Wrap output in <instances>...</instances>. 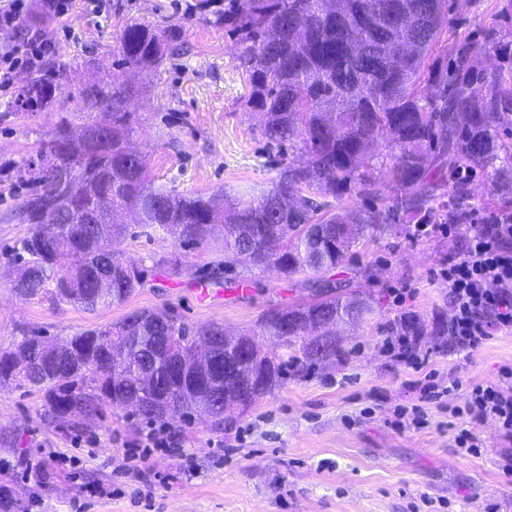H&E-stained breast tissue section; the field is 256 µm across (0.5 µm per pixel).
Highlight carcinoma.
Wrapping results in <instances>:
<instances>
[{
  "label": "carcinoma",
  "instance_id": "obj_1",
  "mask_svg": "<svg viewBox=\"0 0 512 512\" xmlns=\"http://www.w3.org/2000/svg\"><path fill=\"white\" fill-rule=\"evenodd\" d=\"M451 0H229L224 25L238 47V68L249 91L244 107L259 114L264 135L280 146L296 141L302 157L279 168L271 186L248 199L229 198L224 209L210 197L155 185L145 156L132 155L134 120L126 111L131 88L93 85L78 91L87 127L82 149L67 123L56 126L46 162L31 161L20 178L33 193L14 218L28 225L15 247L20 265L14 290L26 299L48 295L87 311L121 303L144 284V272L116 264L126 229L118 212L136 224L177 237L187 252L224 249V263L276 264L293 277L320 274L340 264L369 231L383 224H468L476 205L467 175L495 170L512 187V150L500 128L512 122V43L493 30L478 43L451 33ZM172 32L130 24L114 56L120 69L156 67ZM498 63L481 65L480 55ZM57 86L34 77L14 104L25 112L48 107ZM384 143L380 158L368 145ZM84 181L87 194L69 196L65 179ZM393 192L381 210L332 205L356 188ZM451 187V193L440 189ZM49 208L59 223H35ZM168 278L182 273L179 253L153 260ZM322 296L267 312L261 332L283 353L256 356L243 335L224 342L217 323L189 327L174 316L135 310L114 325L89 328L56 348L46 337H23L24 366L13 372L14 352L0 349V383L37 393L45 415L67 430L100 417L107 407H132L147 423L167 422L163 405L180 416L223 422L229 408L246 410L281 385L288 367L307 371L343 355L334 339H309L317 318L359 322L370 298L339 284ZM419 344L424 326L403 316L391 326Z\"/></svg>",
  "mask_w": 512,
  "mask_h": 512
}]
</instances>
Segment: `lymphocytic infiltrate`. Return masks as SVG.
<instances>
[{"label":"lymphocytic infiltrate","mask_w":512,"mask_h":512,"mask_svg":"<svg viewBox=\"0 0 512 512\" xmlns=\"http://www.w3.org/2000/svg\"><path fill=\"white\" fill-rule=\"evenodd\" d=\"M52 48L39 34L24 45L1 47L0 92L11 90L16 69H36ZM440 275L448 284V340L454 350H477L494 332L512 329V214L471 225L464 255ZM458 389L464 392V414L477 423L492 419L501 436L512 439V395L499 386L466 389L453 379L445 386H423L422 393L435 400Z\"/></svg>","instance_id":"1"}]
</instances>
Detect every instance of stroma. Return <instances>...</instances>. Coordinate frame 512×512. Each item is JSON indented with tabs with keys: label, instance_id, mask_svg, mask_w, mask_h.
Segmentation results:
<instances>
[{
	"label": "stroma",
	"instance_id": "obj_1",
	"mask_svg": "<svg viewBox=\"0 0 512 512\" xmlns=\"http://www.w3.org/2000/svg\"><path fill=\"white\" fill-rule=\"evenodd\" d=\"M226 0H112L93 18L74 0L68 13L31 25L41 0H30V17L0 46L40 33L55 40L39 75L66 80L43 112L16 110L0 96V348L38 331L62 340L91 327L119 323L134 310L168 312L188 325L217 322L226 332L256 331L270 310L314 297L315 274L288 278L271 269L254 270L242 291L224 288L240 268H225L213 249L184 257V271L169 279L152 271L153 257L179 251L163 231L144 234L129 224L116 247L124 260L147 268V281L126 301L96 312L23 299L12 288L9 254L25 232L12 221L24 191L16 172L36 158L53 129L68 122L81 134L87 116L78 97L89 84L126 83L135 92L128 110L135 121L131 147L145 156L157 184L184 194L223 202L225 194L249 197L268 188L288 156L270 146L260 117L243 101L246 82L236 67L237 49L214 16ZM193 11H186V4ZM506 0H456L458 33L484 38L489 30L512 40ZM144 23L177 28L171 50L154 70L113 67V51L124 26ZM468 226L449 236L412 237L408 225L389 224L356 244L327 279L370 294L373 311L355 325L339 326L344 354L314 371L289 375L244 413L222 424L207 418H176L161 425L164 445L146 448L147 424L128 409L109 408L102 419L66 432L45 416L38 395L0 387V486L21 499L25 512H512V476L503 455L512 452L493 421L471 424L453 416L461 393L439 400L420 398L418 382L429 374L446 385L495 384L512 367V330L496 332L478 351L449 348L434 335L437 319L448 316L441 266L461 257ZM209 289L201 298L198 288ZM404 315L421 318L428 331L420 347L429 361L415 372L386 350L391 323ZM419 407L422 426L395 428L401 408ZM475 428L482 447L459 448L457 435ZM143 472H135L139 456ZM41 458L50 476H26L22 459ZM104 487L91 496L92 487Z\"/></svg>",
	"mask_w": 512,
	"mask_h": 512
}]
</instances>
